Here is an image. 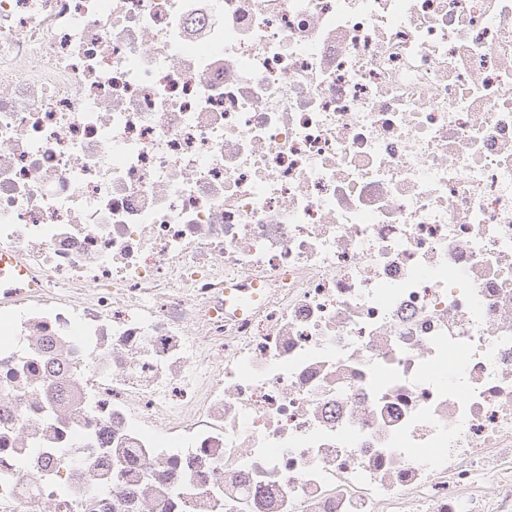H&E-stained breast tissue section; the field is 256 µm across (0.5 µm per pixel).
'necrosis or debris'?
<instances>
[{
	"label": "necrosis or debris",
	"instance_id": "necrosis-or-debris-1",
	"mask_svg": "<svg viewBox=\"0 0 512 512\" xmlns=\"http://www.w3.org/2000/svg\"><path fill=\"white\" fill-rule=\"evenodd\" d=\"M0 512H512V0H0Z\"/></svg>",
	"mask_w": 512,
	"mask_h": 512
}]
</instances>
